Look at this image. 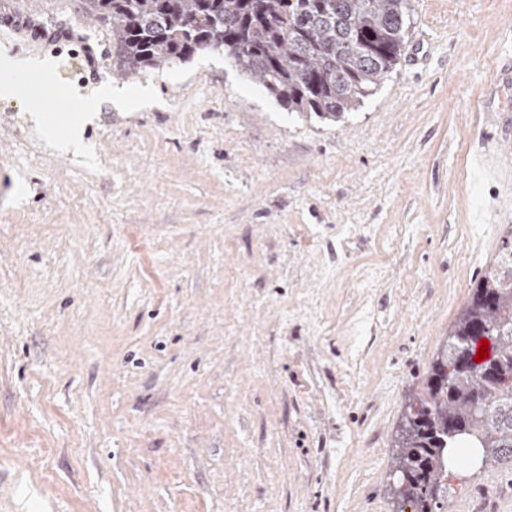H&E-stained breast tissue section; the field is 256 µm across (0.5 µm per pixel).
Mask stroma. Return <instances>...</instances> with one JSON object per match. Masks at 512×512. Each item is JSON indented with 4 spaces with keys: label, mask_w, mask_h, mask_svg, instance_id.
I'll return each instance as SVG.
<instances>
[{
    "label": "stroma",
    "mask_w": 512,
    "mask_h": 512,
    "mask_svg": "<svg viewBox=\"0 0 512 512\" xmlns=\"http://www.w3.org/2000/svg\"><path fill=\"white\" fill-rule=\"evenodd\" d=\"M39 16L95 74L85 44L18 28ZM409 19L393 73L328 123L216 51L117 76L87 0H0V53L53 66L48 125L0 100V512H397L407 407L512 241L472 160L512 164L481 110L512 109V0ZM442 484L439 512H512L510 464Z\"/></svg>",
    "instance_id": "35a3bbf8"
}]
</instances>
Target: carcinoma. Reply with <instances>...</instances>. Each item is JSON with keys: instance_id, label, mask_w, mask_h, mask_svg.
Masks as SVG:
<instances>
[{"instance_id": "cac0c4a2", "label": "carcinoma", "mask_w": 512, "mask_h": 512, "mask_svg": "<svg viewBox=\"0 0 512 512\" xmlns=\"http://www.w3.org/2000/svg\"><path fill=\"white\" fill-rule=\"evenodd\" d=\"M88 8L112 25L115 66L126 74L185 62L204 46L289 110L329 120L357 109L395 69L408 17V0H89ZM500 263L474 288L432 362L426 397L404 418L398 512L406 504L432 512L457 441L477 467L512 463V245ZM477 330L492 340L490 356L452 369Z\"/></svg>"}]
</instances>
